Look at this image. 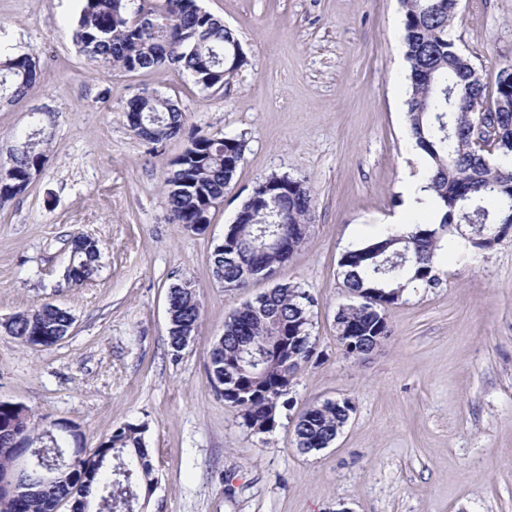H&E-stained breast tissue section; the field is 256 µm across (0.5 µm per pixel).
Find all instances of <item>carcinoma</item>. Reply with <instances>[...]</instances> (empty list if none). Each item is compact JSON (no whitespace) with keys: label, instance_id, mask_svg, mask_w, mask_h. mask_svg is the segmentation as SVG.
Masks as SVG:
<instances>
[{"label":"carcinoma","instance_id":"cac0c4a2","mask_svg":"<svg viewBox=\"0 0 512 512\" xmlns=\"http://www.w3.org/2000/svg\"><path fill=\"white\" fill-rule=\"evenodd\" d=\"M403 53L408 64L409 134L426 161L429 205L441 214L438 223L415 222L406 233L387 224L375 237L342 254L343 287L362 300L343 304L335 315L336 333L344 351L356 357L376 338L387 340L391 328L385 305L404 293L442 284L437 258L444 249L488 251L512 229V65L497 76L494 119L484 125L481 140L475 127L484 107V86L468 57L448 38L456 16L455 0H401ZM79 51L103 69L128 72L177 68L204 89L217 91L233 72L224 68L239 48L224 21L203 10L197 0H84L74 29ZM38 79L28 54L0 55V105L25 96ZM131 132L151 144L181 134L183 115L174 101L160 94L136 97L127 106ZM48 137L31 133L25 151L0 169V205L24 192L46 160ZM244 151L236 137L197 135L167 173L165 186L170 219L201 234L210 223L208 203L224 198ZM273 184L283 201L278 222L265 204L264 185ZM473 208V233L467 242L453 238L459 203ZM313 198L302 181L273 174L258 182L228 226L224 247L211 255L214 279L227 291L242 290L256 279L274 280L279 268L304 244L300 225L312 220ZM80 285L98 270L97 241L77 237L71 243ZM314 299L298 285L279 282L243 303L224 321V334L209 353L210 382L224 386V402L237 408L249 430L270 433L288 398L293 376L312 361L311 307ZM168 345L177 359L195 340L201 318L196 290L171 286L167 295ZM73 324L69 312L47 304L27 309L5 326L29 346L49 347ZM286 336L290 350H277L272 336ZM28 410L0 401V431L18 430L30 440ZM349 417L345 405L325 400L309 406L295 424L296 449L311 454L334 442ZM145 426L126 423L100 441L95 453L61 466L53 449L40 465L58 472L54 482L34 485L16 497L10 512H54L76 498V512L85 503L94 512H135L139 491L153 481V465L144 441Z\"/></svg>","mask_w":512,"mask_h":512}]
</instances>
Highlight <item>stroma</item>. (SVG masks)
I'll list each match as a JSON object with an SVG mask.
<instances>
[{"label":"stroma","instance_id":"35a3bbf8","mask_svg":"<svg viewBox=\"0 0 512 512\" xmlns=\"http://www.w3.org/2000/svg\"><path fill=\"white\" fill-rule=\"evenodd\" d=\"M198 4L249 60L216 92L175 68L92 65L73 40L84 0H0V51L32 55L40 73L0 107V160L33 130L50 137L38 175L0 206V400L28 409L37 447L56 422L76 426L84 448L146 424L157 485L144 512H512V232L483 253H442V284L387 306L392 334L365 359L336 336L342 254L394 215L433 219L407 205L425 160L408 134L399 0ZM448 37L494 99L512 64V0H459ZM146 90L177 103L181 137L154 145L131 133L127 104ZM201 134L245 147L197 234L169 223L164 179ZM272 174L307 182L314 200L308 240L278 279L313 296L318 358L295 374L276 429L256 435L207 365L225 319L271 284L226 291L210 257ZM80 235L101 255L97 274L74 285L64 269ZM186 280L202 318L175 359L167 293ZM43 302L72 315L69 336L36 347L7 334L6 321ZM344 397L354 410L333 444L299 453V414Z\"/></svg>","mask_w":512,"mask_h":512}]
</instances>
